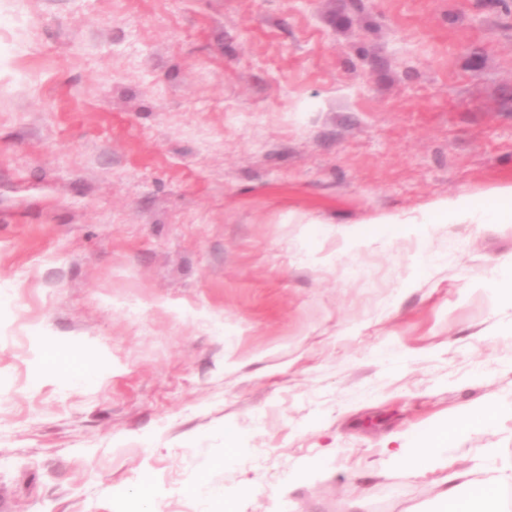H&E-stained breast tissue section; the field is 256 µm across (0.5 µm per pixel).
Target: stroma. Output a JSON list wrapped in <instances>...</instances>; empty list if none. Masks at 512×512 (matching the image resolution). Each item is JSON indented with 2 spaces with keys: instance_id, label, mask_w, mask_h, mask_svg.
Instances as JSON below:
<instances>
[{
  "instance_id": "obj_1",
  "label": "stroma",
  "mask_w": 512,
  "mask_h": 512,
  "mask_svg": "<svg viewBox=\"0 0 512 512\" xmlns=\"http://www.w3.org/2000/svg\"><path fill=\"white\" fill-rule=\"evenodd\" d=\"M511 187L512 0H0V512H438L487 410L494 480L512 223L430 218ZM493 415L486 411L480 417L471 422H455L440 425L432 430L424 442L411 448L407 462V470L416 476L425 475L430 471L431 465L438 460L445 461L448 474L443 482L448 484L445 491L448 503V512H498L497 501L500 490L504 486L512 485V466L500 471L499 475L491 482H474L465 495L459 493L462 485L459 481L464 473L453 468L452 461L447 455L448 448L452 447L456 435L471 426H487L492 422Z\"/></svg>"
}]
</instances>
